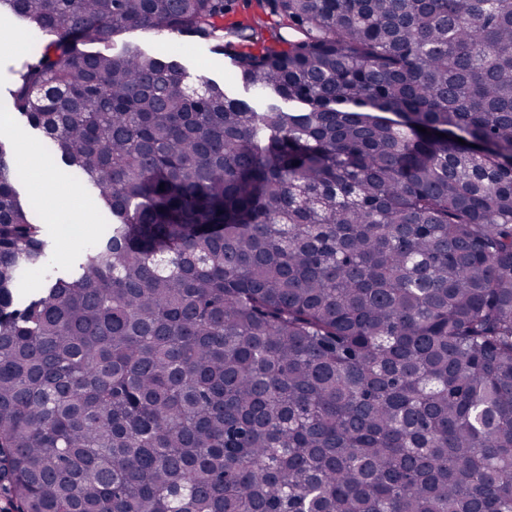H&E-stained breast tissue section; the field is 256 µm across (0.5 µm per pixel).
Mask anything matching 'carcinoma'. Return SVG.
<instances>
[{
	"label": "carcinoma",
	"mask_w": 512,
	"mask_h": 512,
	"mask_svg": "<svg viewBox=\"0 0 512 512\" xmlns=\"http://www.w3.org/2000/svg\"><path fill=\"white\" fill-rule=\"evenodd\" d=\"M267 2L0 0L53 36L14 110L112 216L20 299L49 242L0 139V491L512 512V0ZM131 29L245 44L230 75L271 103L176 44L79 48ZM258 0H232L231 11L224 16V25L236 20H243L253 16H262L267 21H272L270 16H266L260 7ZM217 57L218 61H215V57L207 59L199 48L195 46H186L183 49L181 61L191 74H195L198 70H204L208 77L219 82H223L224 67L226 71L227 67L230 66V60L225 56Z\"/></svg>",
	"instance_id": "carcinoma-1"
}]
</instances>
